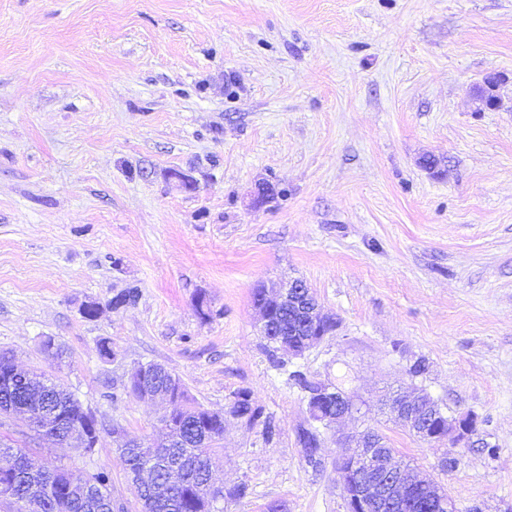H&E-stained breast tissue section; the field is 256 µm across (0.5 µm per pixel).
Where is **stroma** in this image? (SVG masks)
Returning a JSON list of instances; mask_svg holds the SVG:
<instances>
[{
    "label": "stroma",
    "mask_w": 512,
    "mask_h": 512,
    "mask_svg": "<svg viewBox=\"0 0 512 512\" xmlns=\"http://www.w3.org/2000/svg\"><path fill=\"white\" fill-rule=\"evenodd\" d=\"M490 73L512 98V0H0V352L146 443L168 406L127 376L179 375L227 414L216 512H346L341 442L368 428L458 512H512V108L469 97ZM294 278L337 323L297 358L252 305ZM128 286L136 304L112 309ZM295 370L358 406L312 462ZM413 389L472 418L469 439L429 445L380 413ZM241 390L273 440L229 416ZM0 436L37 466L106 468L139 512L111 431L90 457L18 418ZM162 374L167 376V384L169 388L168 393H161L158 391H155L153 388H151L148 384H146V379L154 374ZM131 377H135L137 382L139 383V386L136 388V395L138 398L142 400H153L157 396H163L164 400L169 405V397L170 392L173 390L176 393H179L183 390H185V385L183 380L180 376L176 375L175 373L168 370L166 367L155 364V363H146V364H140L136 367H134L128 377V381ZM125 388L128 390V388L125 386ZM129 393L135 395L132 391L128 390ZM135 395V396H136Z\"/></svg>",
    "instance_id": "1"
}]
</instances>
